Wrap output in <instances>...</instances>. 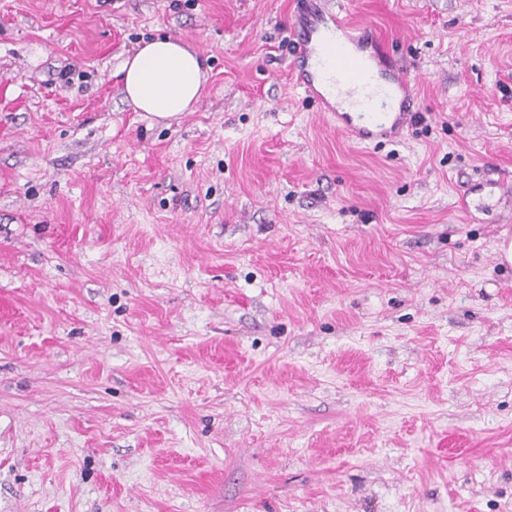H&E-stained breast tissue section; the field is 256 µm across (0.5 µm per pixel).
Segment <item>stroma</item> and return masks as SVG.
<instances>
[{"instance_id": "1", "label": "stroma", "mask_w": 512, "mask_h": 512, "mask_svg": "<svg viewBox=\"0 0 512 512\" xmlns=\"http://www.w3.org/2000/svg\"><path fill=\"white\" fill-rule=\"evenodd\" d=\"M295 8L0 0V512H512V209L457 206L512 191V0H352L425 117L365 147ZM167 35L170 124L119 74ZM119 73L126 100L150 119L170 124L191 112L202 96V59L176 37L144 43ZM498 188L499 183L491 178H486L480 182L471 184L461 198V203L467 214H471L472 210H486L493 206V204H491L492 202H495L496 205L503 202L510 204V197L506 198L504 194L497 196L496 189Z\"/></svg>"}]
</instances>
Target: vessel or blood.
I'll return each instance as SVG.
<instances>
[{
  "label": "vessel or blood",
  "instance_id": "obj_1",
  "mask_svg": "<svg viewBox=\"0 0 512 512\" xmlns=\"http://www.w3.org/2000/svg\"><path fill=\"white\" fill-rule=\"evenodd\" d=\"M291 36L297 83L335 116L339 132L359 145L402 137L417 105L413 81L371 28L352 25L331 0H299ZM498 187L490 178L471 184L465 211L503 203Z\"/></svg>",
  "mask_w": 512,
  "mask_h": 512
}]
</instances>
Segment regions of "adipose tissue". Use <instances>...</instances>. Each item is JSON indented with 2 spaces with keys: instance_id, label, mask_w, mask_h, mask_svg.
<instances>
[{
  "instance_id": "obj_1",
  "label": "adipose tissue",
  "mask_w": 512,
  "mask_h": 512,
  "mask_svg": "<svg viewBox=\"0 0 512 512\" xmlns=\"http://www.w3.org/2000/svg\"><path fill=\"white\" fill-rule=\"evenodd\" d=\"M120 72L126 99L150 119L178 120L202 96V60L176 37L143 44L125 59Z\"/></svg>"
}]
</instances>
